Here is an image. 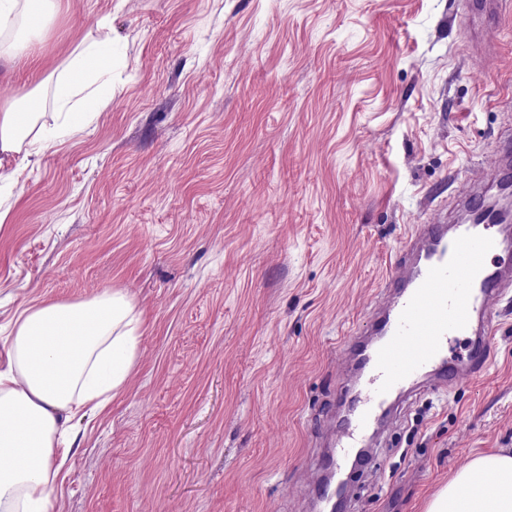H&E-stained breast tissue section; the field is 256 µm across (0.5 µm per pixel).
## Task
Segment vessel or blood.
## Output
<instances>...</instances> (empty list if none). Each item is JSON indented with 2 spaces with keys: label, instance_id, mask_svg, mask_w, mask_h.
I'll return each instance as SVG.
<instances>
[{
  "label": "vessel or blood",
  "instance_id": "b4317fda",
  "mask_svg": "<svg viewBox=\"0 0 512 512\" xmlns=\"http://www.w3.org/2000/svg\"><path fill=\"white\" fill-rule=\"evenodd\" d=\"M383 288L366 332L345 341L340 378L352 414L326 431L341 460L363 452L395 400L488 368L496 306L512 289V226L434 215L415 225Z\"/></svg>",
  "mask_w": 512,
  "mask_h": 512
}]
</instances>
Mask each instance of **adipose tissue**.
<instances>
[{
	"mask_svg": "<svg viewBox=\"0 0 512 512\" xmlns=\"http://www.w3.org/2000/svg\"><path fill=\"white\" fill-rule=\"evenodd\" d=\"M59 10V0H0V63L28 58ZM111 35L76 46L51 90L55 112L103 104L92 84L111 75ZM40 88L0 105V182L10 163H29L25 146L52 139L36 109ZM139 320L120 291L79 303L26 307L10 333L0 367V512H52L50 490L60 470L57 448H69V423L102 413L133 367ZM426 512H512V455L477 457L430 501Z\"/></svg>",
	"mask_w": 512,
	"mask_h": 512,
	"instance_id": "ef3b65f1",
	"label": "adipose tissue"
}]
</instances>
